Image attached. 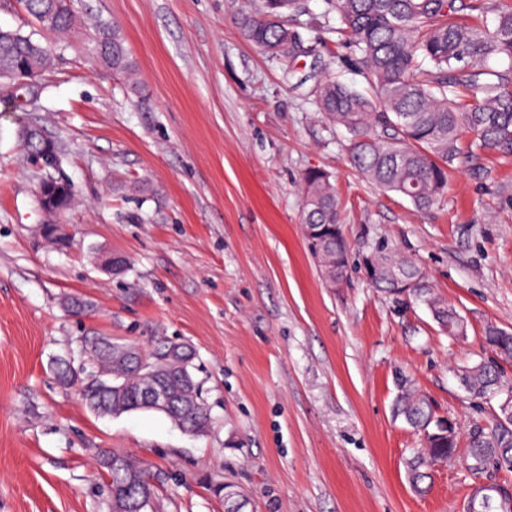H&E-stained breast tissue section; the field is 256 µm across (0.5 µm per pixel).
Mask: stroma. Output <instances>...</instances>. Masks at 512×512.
Wrapping results in <instances>:
<instances>
[{"mask_svg":"<svg viewBox=\"0 0 512 512\" xmlns=\"http://www.w3.org/2000/svg\"><path fill=\"white\" fill-rule=\"evenodd\" d=\"M240 0H77L114 24L137 82L95 64L79 33L42 75L33 112L0 103V512H112L101 454L122 451L161 483L155 512H464L477 482L512 494V472L460 461L413 491L419 435L393 414L400 380L461 434L496 403L473 399L460 367L494 360L485 327L512 331V154L458 166L441 203L417 210L352 169L344 130L311 94L337 46L335 14L308 0L298 21L319 53L286 64L244 41ZM330 64V63H329ZM38 124L61 151L76 202L49 217L19 130ZM326 172L343 208L350 281L327 287L303 237L304 174ZM56 223L64 244L44 226ZM380 242L415 260L425 289L455 307L442 332L414 295L373 288L360 266ZM124 259L120 273L102 266ZM76 297L87 314L74 315ZM189 345L212 423L162 414L102 417L78 385L81 339ZM70 360L73 383L60 381Z\"/></svg>","mask_w":512,"mask_h":512,"instance_id":"35a3bbf8","label":"stroma"}]
</instances>
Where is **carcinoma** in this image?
Instances as JSON below:
<instances>
[{
  "label": "carcinoma",
  "instance_id": "cac0c4a2",
  "mask_svg": "<svg viewBox=\"0 0 512 512\" xmlns=\"http://www.w3.org/2000/svg\"><path fill=\"white\" fill-rule=\"evenodd\" d=\"M26 12L45 32L71 33L82 25L71 0H21ZM307 0H245L236 20L242 37L260 52L285 63L316 53L297 29L307 14ZM493 26L484 22V0H325L336 9V34L355 56L357 71L368 89L336 79L330 68L316 80L312 92L318 111L348 135V161L353 169L385 192L395 193L418 210L434 206L448 188L450 173L485 150L512 153V0H495ZM67 49L64 42H42L22 29L0 35V68L13 74L14 92L3 103L20 107L28 97L23 80L53 68ZM89 52L99 65L114 73H128L134 62L119 30L96 26ZM493 58L508 61L501 71L490 69ZM302 223L320 224L319 242L311 253L325 248L336 260V275L347 282L348 246L342 228L339 199L329 175L308 171L303 179ZM376 257L389 261L409 280L420 269L409 258L385 245ZM429 307L445 305L448 334L460 315L440 297H425ZM81 347L90 365L89 375L119 379V399L100 385L86 381L84 404L101 416L146 410L141 400L140 371L112 364V346ZM485 344L502 360L512 361V333L489 325ZM467 390L476 397L509 390L503 367L497 362L466 367ZM396 414L422 435L423 448L408 464V475L418 493L427 491V471L437 461L455 460L459 428L436 415L430 400L404 388L396 400ZM165 416L191 431L209 427L208 409L192 373L179 379L178 397ZM468 468L480 473L492 466L512 471V429L475 428L470 433ZM99 467L106 476L112 512H152L155 485L146 464L118 450L104 454ZM469 512H512V496L492 488V494L474 499Z\"/></svg>",
  "mask_w": 512,
  "mask_h": 512
}]
</instances>
